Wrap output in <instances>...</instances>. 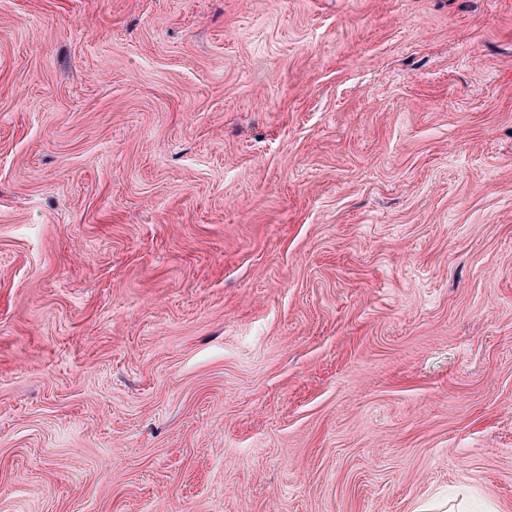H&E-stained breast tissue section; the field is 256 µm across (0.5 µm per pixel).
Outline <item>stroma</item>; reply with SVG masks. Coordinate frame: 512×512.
<instances>
[{
  "mask_svg": "<svg viewBox=\"0 0 512 512\" xmlns=\"http://www.w3.org/2000/svg\"><path fill=\"white\" fill-rule=\"evenodd\" d=\"M512 512V0H0V512Z\"/></svg>",
  "mask_w": 512,
  "mask_h": 512,
  "instance_id": "stroma-1",
  "label": "stroma"
}]
</instances>
